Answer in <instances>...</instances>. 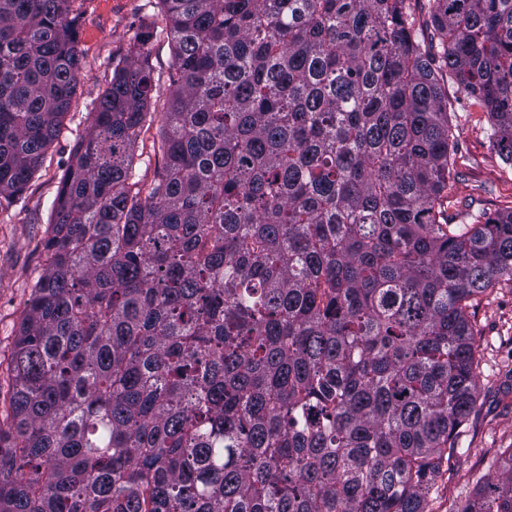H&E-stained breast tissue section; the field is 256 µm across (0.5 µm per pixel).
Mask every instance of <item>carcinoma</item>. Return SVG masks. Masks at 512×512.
I'll return each instance as SVG.
<instances>
[{"label":"carcinoma","instance_id":"carcinoma-1","mask_svg":"<svg viewBox=\"0 0 512 512\" xmlns=\"http://www.w3.org/2000/svg\"><path fill=\"white\" fill-rule=\"evenodd\" d=\"M60 179L8 365L0 512H427L512 288V209L448 218V84L512 164V0H156ZM0 0V199L82 70ZM156 127L150 183L133 169ZM459 512H512V453ZM149 60L154 70L155 78L159 80L160 95L163 97L166 94L168 75L173 64L171 45L165 33L157 36V39L151 45Z\"/></svg>","mask_w":512,"mask_h":512}]
</instances>
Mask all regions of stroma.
I'll use <instances>...</instances> for the list:
<instances>
[{"label": "stroma", "mask_w": 512, "mask_h": 512, "mask_svg": "<svg viewBox=\"0 0 512 512\" xmlns=\"http://www.w3.org/2000/svg\"><path fill=\"white\" fill-rule=\"evenodd\" d=\"M83 68L76 96L59 137L46 150L25 192L0 203V413L8 408L11 378L7 364L19 324L28 310L30 290L44 271L45 242L50 234L52 203L77 141L90 125V112L112 77L142 21L161 33L149 60L160 88H167L173 54L162 30L165 19L149 0H74ZM450 119L457 128L458 176L448 190L451 214L497 211L512 205V166L505 164L490 138L487 112L449 86ZM480 331L476 344L483 355L476 407L464 426L461 451L437 479L439 493L430 512H457L476 491V475L488 462L512 448V294L488 293L471 311Z\"/></svg>", "instance_id": "35a3bbf8"}]
</instances>
